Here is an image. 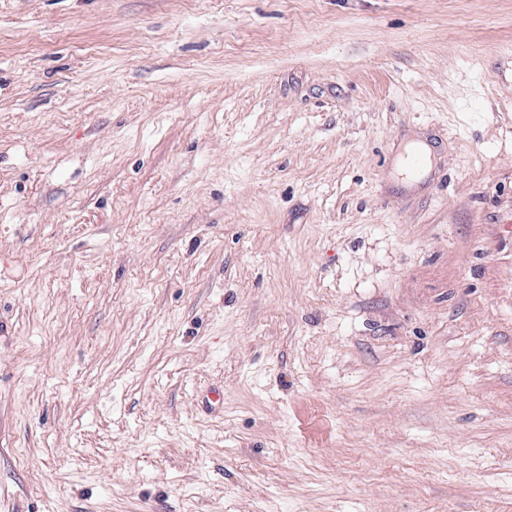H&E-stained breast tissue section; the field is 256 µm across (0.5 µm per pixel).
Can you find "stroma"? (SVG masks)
Here are the masks:
<instances>
[{
	"instance_id": "obj_1",
	"label": "stroma",
	"mask_w": 512,
	"mask_h": 512,
	"mask_svg": "<svg viewBox=\"0 0 512 512\" xmlns=\"http://www.w3.org/2000/svg\"><path fill=\"white\" fill-rule=\"evenodd\" d=\"M0 512H512V0H0Z\"/></svg>"
}]
</instances>
